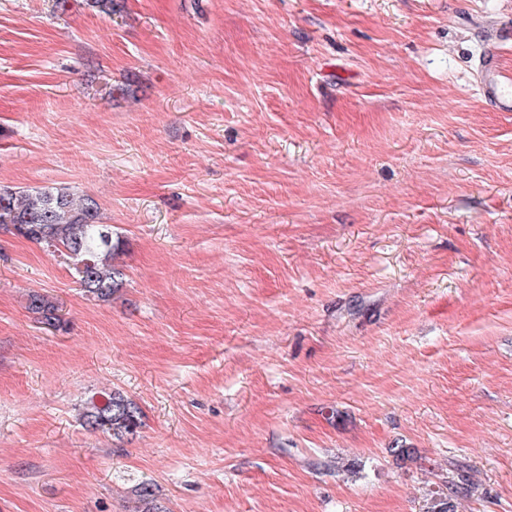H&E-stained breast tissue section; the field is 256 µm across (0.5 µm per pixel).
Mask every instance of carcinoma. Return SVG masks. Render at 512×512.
Wrapping results in <instances>:
<instances>
[{
	"label": "carcinoma",
	"instance_id": "obj_1",
	"mask_svg": "<svg viewBox=\"0 0 512 512\" xmlns=\"http://www.w3.org/2000/svg\"><path fill=\"white\" fill-rule=\"evenodd\" d=\"M20 228L27 240L52 248L72 264L86 296L101 302L112 299L122 283V273L112 264L118 245L112 225L100 222V206L90 195H77L66 187L13 191L0 188V227ZM28 309L48 325L59 322L58 308L39 293H31ZM82 425L90 432H107L122 441L133 438L143 425V411L132 399L116 391H102L86 402ZM466 475L445 480L430 490L427 512H456L455 500L470 491ZM133 512H167L152 485L136 489Z\"/></svg>",
	"mask_w": 512,
	"mask_h": 512
}]
</instances>
